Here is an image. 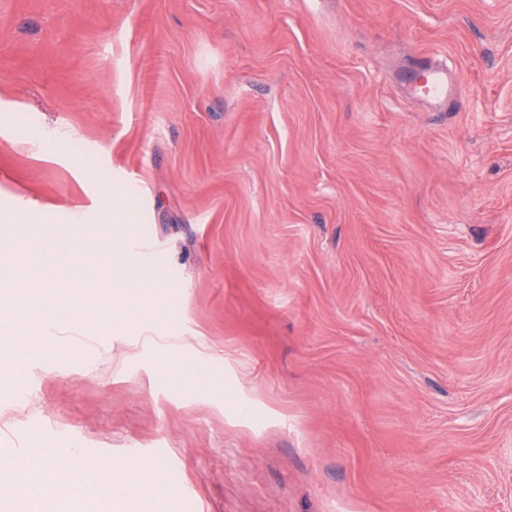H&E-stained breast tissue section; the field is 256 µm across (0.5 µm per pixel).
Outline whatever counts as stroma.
Segmentation results:
<instances>
[{
	"label": "stroma",
	"mask_w": 512,
	"mask_h": 512,
	"mask_svg": "<svg viewBox=\"0 0 512 512\" xmlns=\"http://www.w3.org/2000/svg\"><path fill=\"white\" fill-rule=\"evenodd\" d=\"M77 224L158 287L30 252ZM47 294L82 337L0 378V455L161 453L144 512H512V0H0V301ZM408 82L413 92L423 98L447 106L448 99H459L462 90L458 83L448 80V66L429 61L423 74H412Z\"/></svg>",
	"instance_id": "1"
}]
</instances>
